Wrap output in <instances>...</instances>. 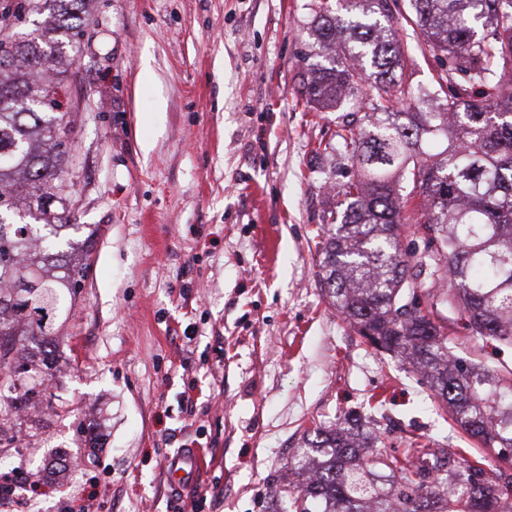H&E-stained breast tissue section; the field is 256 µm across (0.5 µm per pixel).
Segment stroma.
Returning a JSON list of instances; mask_svg holds the SVG:
<instances>
[{"label": "stroma", "mask_w": 512, "mask_h": 512, "mask_svg": "<svg viewBox=\"0 0 512 512\" xmlns=\"http://www.w3.org/2000/svg\"><path fill=\"white\" fill-rule=\"evenodd\" d=\"M315 0H95L62 83L71 241L91 267L58 330L52 393L5 420L0 512H273L314 425L366 420L481 456L420 376L329 306L314 243L354 169V101L307 106ZM398 0L404 90L444 70ZM200 448L193 498L165 463ZM41 470L38 489L24 479Z\"/></svg>", "instance_id": "obj_1"}]
</instances>
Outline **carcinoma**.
<instances>
[{"label":"carcinoma","mask_w":512,"mask_h":512,"mask_svg":"<svg viewBox=\"0 0 512 512\" xmlns=\"http://www.w3.org/2000/svg\"><path fill=\"white\" fill-rule=\"evenodd\" d=\"M92 2L16 0V38L0 48L10 58L0 60V154L9 157L0 163V389L14 402L45 384L17 360L19 348L53 355V322L88 269L52 239L38 245L35 225L15 211L34 203L52 233L70 227L73 127L40 96L70 73ZM410 6L414 36L447 66L442 112L398 108L390 0L314 8L331 55L302 96L323 109L351 97L363 109L337 133L359 179L344 185L345 208L316 243L321 281L357 335L422 374L453 423L512 466V366L458 357L442 314L455 310L468 336L512 348V0ZM366 63L375 73L367 89ZM410 208L423 257L400 245ZM378 443L360 416L308 432L291 466L300 492L289 512H512V474L416 442L400 455Z\"/></svg>","instance_id":"cac0c4a2"}]
</instances>
